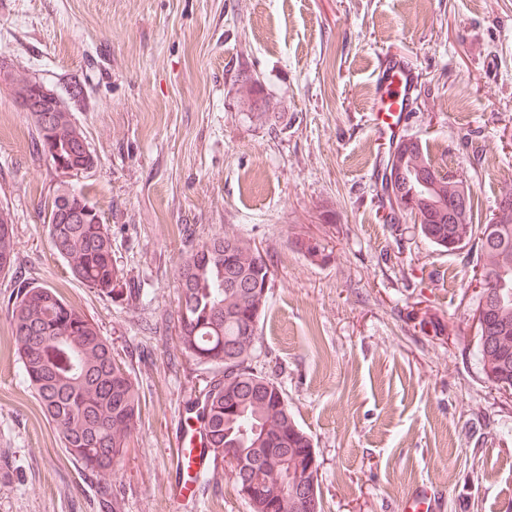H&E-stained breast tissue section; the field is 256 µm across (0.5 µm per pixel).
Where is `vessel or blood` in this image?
I'll return each mask as SVG.
<instances>
[{
	"mask_svg": "<svg viewBox=\"0 0 512 512\" xmlns=\"http://www.w3.org/2000/svg\"><path fill=\"white\" fill-rule=\"evenodd\" d=\"M415 72L397 55L384 59L376 77V93L372 104L374 132L383 155H391L403 138L411 112L414 110ZM200 435L189 431L187 441L178 445L174 455L177 468L188 467L194 472L206 468L201 449L196 442Z\"/></svg>",
	"mask_w": 512,
	"mask_h": 512,
	"instance_id": "1",
	"label": "vessel or blood"
}]
</instances>
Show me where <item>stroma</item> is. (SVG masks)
Masks as SVG:
<instances>
[{"mask_svg":"<svg viewBox=\"0 0 512 512\" xmlns=\"http://www.w3.org/2000/svg\"><path fill=\"white\" fill-rule=\"evenodd\" d=\"M388 52L419 74L406 137L462 172L487 223L512 182V0H0V58L65 102L97 158L69 181L121 271L112 297L70 278L43 210L64 178L0 90L17 267L0 275V512H250L226 487L172 495L176 432L213 375L176 341L190 229L271 258L252 365L312 436L324 512H404L419 485L441 512H512V391L478 360L475 252L428 245L377 177ZM19 273L97 323L140 384L115 476L62 451L27 387L7 314Z\"/></svg>","mask_w":512,"mask_h":512,"instance_id":"stroma-1","label":"stroma"}]
</instances>
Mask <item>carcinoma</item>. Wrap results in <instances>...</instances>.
I'll use <instances>...</instances> for the list:
<instances>
[{
	"mask_svg": "<svg viewBox=\"0 0 512 512\" xmlns=\"http://www.w3.org/2000/svg\"><path fill=\"white\" fill-rule=\"evenodd\" d=\"M33 126L39 153L47 155V147L52 146L71 166L85 163L86 152L79 143L85 134L72 114H57L51 128L36 121ZM399 151L403 196L417 209L430 203L434 213V218L418 225L421 238L446 252L455 251L454 239L476 243L480 279L497 290L491 324L477 336V355L489 382L511 388L512 209L496 206L487 223H473L474 205L465 212L454 209L464 185L457 173L436 163L417 139L405 140ZM426 181L434 188H427ZM81 201L91 210L89 223L55 224L58 199H53L47 223L49 243L66 262L70 277L110 296L119 279L112 259V235L100 211L86 196ZM13 235L14 225L0 224L1 274L14 268ZM189 244L178 269L184 287L178 289L177 342L182 356L220 374L199 389L189 407L212 459L209 482L224 480V467L236 460L234 454L255 447L271 459L288 457L290 469L306 470L314 447L312 437L297 423L279 382L251 368L258 332L242 334L247 322L260 323L268 296L258 292L245 297L224 287L232 267L264 289L269 262L254 263L257 247L234 234H216ZM8 319L28 388L54 424L67 455L100 476L115 474L142 412L141 389L127 362L115 353L96 323L50 286L18 282ZM226 388L250 401L229 402ZM233 489L250 512H296L282 486L281 472L262 460L243 466Z\"/></svg>",
	"mask_w": 512,
	"mask_h": 512,
	"instance_id": "cac0c4a2",
	"label": "carcinoma"
}]
</instances>
